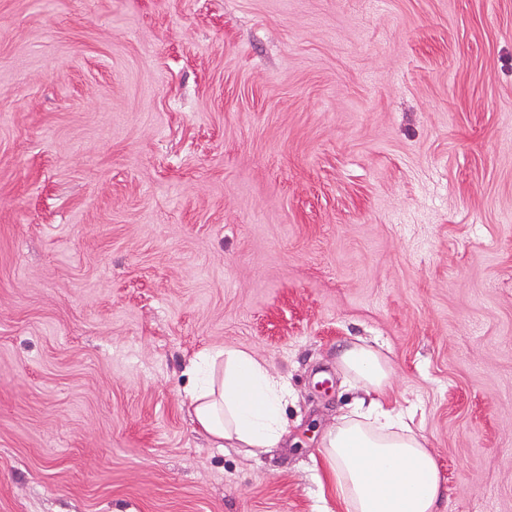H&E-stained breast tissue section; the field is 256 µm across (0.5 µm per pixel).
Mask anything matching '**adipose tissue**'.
Returning a JSON list of instances; mask_svg holds the SVG:
<instances>
[{"instance_id": "1", "label": "adipose tissue", "mask_w": 512, "mask_h": 512, "mask_svg": "<svg viewBox=\"0 0 512 512\" xmlns=\"http://www.w3.org/2000/svg\"><path fill=\"white\" fill-rule=\"evenodd\" d=\"M342 369L371 393L367 411L341 416L324 437L323 464L347 512H434L443 478L408 414L385 408L377 394L389 382L387 357L357 341ZM189 391L194 422L223 448L256 455L285 442L282 408L288 385L262 358L233 348L201 353Z\"/></svg>"}]
</instances>
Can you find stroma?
Masks as SVG:
<instances>
[{"mask_svg":"<svg viewBox=\"0 0 512 512\" xmlns=\"http://www.w3.org/2000/svg\"><path fill=\"white\" fill-rule=\"evenodd\" d=\"M359 338L512 512V0H0V512H319ZM217 347L284 447L198 431ZM193 370L199 371L188 392L194 422L220 448L257 455L285 442L288 385L270 373L265 360L224 348L198 355Z\"/></svg>","mask_w":512,"mask_h":512,"instance_id":"35a3bbf8","label":"stroma"}]
</instances>
